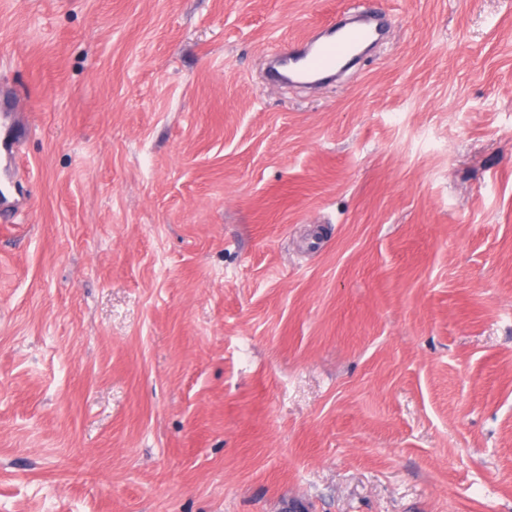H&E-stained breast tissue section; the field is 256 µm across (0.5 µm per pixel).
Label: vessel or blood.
I'll return each mask as SVG.
<instances>
[{"mask_svg": "<svg viewBox=\"0 0 512 512\" xmlns=\"http://www.w3.org/2000/svg\"><path fill=\"white\" fill-rule=\"evenodd\" d=\"M379 34L375 17L362 15L348 22L340 20L310 36L280 48L268 73L281 83H316L330 78L348 64L364 44ZM25 120L9 98L0 93V169L16 176L21 171L19 140Z\"/></svg>", "mask_w": 512, "mask_h": 512, "instance_id": "b4317fda", "label": "vessel or blood"}]
</instances>
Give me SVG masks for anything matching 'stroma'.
<instances>
[{
  "label": "stroma",
  "mask_w": 512,
  "mask_h": 512,
  "mask_svg": "<svg viewBox=\"0 0 512 512\" xmlns=\"http://www.w3.org/2000/svg\"><path fill=\"white\" fill-rule=\"evenodd\" d=\"M1 84L0 512H512V0H0ZM370 14V13H368ZM332 22L318 32L280 48L268 77L274 82L316 83L330 78L348 64L379 29L374 15ZM373 16V17H372ZM0 164L7 177L19 178L21 171L19 140L25 125L22 112H16L9 98L0 90Z\"/></svg>",
  "instance_id": "obj_1"
}]
</instances>
